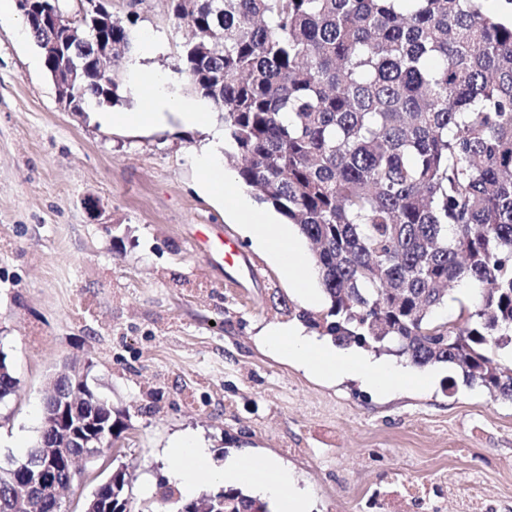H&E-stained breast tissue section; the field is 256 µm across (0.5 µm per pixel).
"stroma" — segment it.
<instances>
[{
    "label": "stroma",
    "instance_id": "1",
    "mask_svg": "<svg viewBox=\"0 0 512 512\" xmlns=\"http://www.w3.org/2000/svg\"><path fill=\"white\" fill-rule=\"evenodd\" d=\"M109 9L160 44L121 60L114 111L141 110L140 65L192 99L174 70L187 31L169 0ZM25 25L18 13L0 22V352L19 381L0 403V461L15 442L31 447L50 379L76 362L112 404L136 500L161 499L188 434L214 463L248 455L288 468L313 512H365L398 474L442 488L443 512H460L456 494L473 483L491 512H512V402L449 389L444 372L427 389L378 392L275 355L260 333L293 323L302 304L240 219L197 189L196 157L222 120L114 129L67 110ZM204 224L232 230L246 267L193 249Z\"/></svg>",
    "mask_w": 512,
    "mask_h": 512
}]
</instances>
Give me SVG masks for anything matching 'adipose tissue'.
Wrapping results in <instances>:
<instances>
[{
	"label": "adipose tissue",
	"mask_w": 512,
	"mask_h": 512,
	"mask_svg": "<svg viewBox=\"0 0 512 512\" xmlns=\"http://www.w3.org/2000/svg\"><path fill=\"white\" fill-rule=\"evenodd\" d=\"M166 82L161 74L140 70L134 90L145 98V111L115 112L109 115V122L115 126L161 127L174 115L190 127L209 124V113L169 95L165 90ZM224 147V134L217 130L201 148L196 158L200 191L216 199L226 211L246 215V232L256 247L276 265L301 301L311 307L319 306L323 295L316 286L318 272L300 247L295 230L272 223L267 215L250 211L246 199L235 190L231 177L224 170ZM263 336L266 345L286 360L331 378L339 375L359 378L379 392L408 385L428 388L437 377L432 370L420 371L364 353L330 348L307 336L297 325L272 326ZM175 455L178 462L169 477L187 491H194L201 480L228 486L256 482L260 485L262 499L275 503L277 512H310L307 491L297 485L288 469L272 461L243 456L214 466L208 461L207 448L190 437L177 441Z\"/></svg>",
	"instance_id": "ef3b65f1"
}]
</instances>
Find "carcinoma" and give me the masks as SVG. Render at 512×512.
<instances>
[{"mask_svg":"<svg viewBox=\"0 0 512 512\" xmlns=\"http://www.w3.org/2000/svg\"><path fill=\"white\" fill-rule=\"evenodd\" d=\"M170 0L189 32L176 70L222 113L228 159L256 200L315 247L326 310L296 317L343 346L393 349L410 364L446 363L449 380L512 401V0ZM134 18L112 21V65L133 46ZM63 40L44 62L91 58ZM85 84L65 108L121 100L119 78ZM478 285L457 322L434 320L456 283ZM18 380L0 357V402ZM39 432L21 462L38 464ZM18 490L0 471V512ZM270 512L237 487L185 499L168 489L137 506L127 468L112 467L126 512Z\"/></svg>","mask_w":512,"mask_h":512,"instance_id":"1","label":"carcinoma"}]
</instances>
